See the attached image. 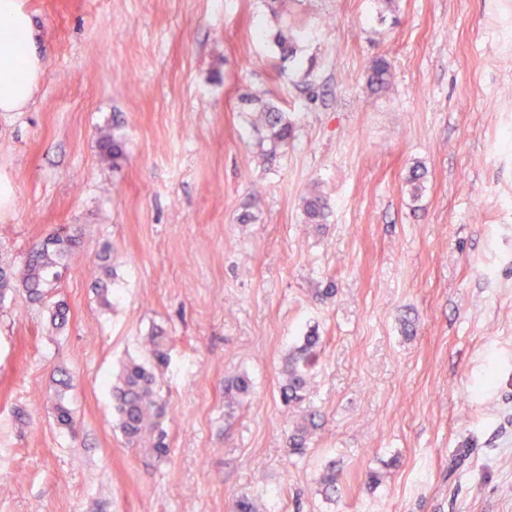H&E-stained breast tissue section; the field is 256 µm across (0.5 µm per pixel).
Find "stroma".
<instances>
[{
	"instance_id": "35a3bbf8",
	"label": "stroma",
	"mask_w": 512,
	"mask_h": 512,
	"mask_svg": "<svg viewBox=\"0 0 512 512\" xmlns=\"http://www.w3.org/2000/svg\"><path fill=\"white\" fill-rule=\"evenodd\" d=\"M21 3L47 70L0 112V263L61 225L81 246L43 302H0V512H512V0H296L292 61L264 0ZM249 95L293 125L273 160ZM157 328L161 459L110 385ZM310 332L299 456L280 387ZM391 76L388 60L383 57L375 58L368 66L367 88L373 93L381 92L389 86ZM328 209V202L322 195L310 194L302 200L305 223L324 224L328 218ZM315 413L306 409L298 410L295 413L296 422L293 427L285 433L284 448H287L288 454H302L305 450L312 431L316 428Z\"/></svg>"
}]
</instances>
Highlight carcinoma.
Instances as JSON below:
<instances>
[{
    "label": "carcinoma",
    "instance_id": "obj_1",
    "mask_svg": "<svg viewBox=\"0 0 512 512\" xmlns=\"http://www.w3.org/2000/svg\"><path fill=\"white\" fill-rule=\"evenodd\" d=\"M275 43L280 54L291 58L294 54V36L290 26L285 25L275 34ZM391 65L387 59L378 57L368 66L367 88L378 93L385 90L391 80ZM252 104V124L266 132L269 148L266 154L273 156L288 145L292 124L284 112L270 100L256 96L250 99ZM329 205L325 197L310 194L302 200L305 223L323 224L328 218ZM80 247L77 236L58 229L43 240L34 243L20 267L0 265V301L14 289V284L24 288L33 301H42L48 294V288L58 279V268ZM318 337L309 336L304 344L293 350L286 359L285 384L281 388L284 402L299 408L295 413V423L285 433L284 447L291 455L301 454L305 450L312 431L316 428L315 413L300 409L305 400L309 384L308 368L314 358V349ZM150 353L153 364L130 360L122 368L112 386L115 410L118 415V427L125 440L134 446L147 444L157 455L166 453L164 434L159 430L162 411L163 369L168 361L167 337L157 331L150 336ZM250 384L246 376H237L228 380L224 386V398L231 405L238 396L249 392ZM342 472L336 464L328 463L320 473L317 483L324 494L333 493L341 483Z\"/></svg>",
    "mask_w": 512,
    "mask_h": 512
}]
</instances>
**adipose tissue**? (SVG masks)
I'll use <instances>...</instances> for the list:
<instances>
[{
	"mask_svg": "<svg viewBox=\"0 0 512 512\" xmlns=\"http://www.w3.org/2000/svg\"><path fill=\"white\" fill-rule=\"evenodd\" d=\"M45 71L33 19L20 0H0V112L24 111Z\"/></svg>",
	"mask_w": 512,
	"mask_h": 512,
	"instance_id": "obj_1",
	"label": "adipose tissue"
}]
</instances>
